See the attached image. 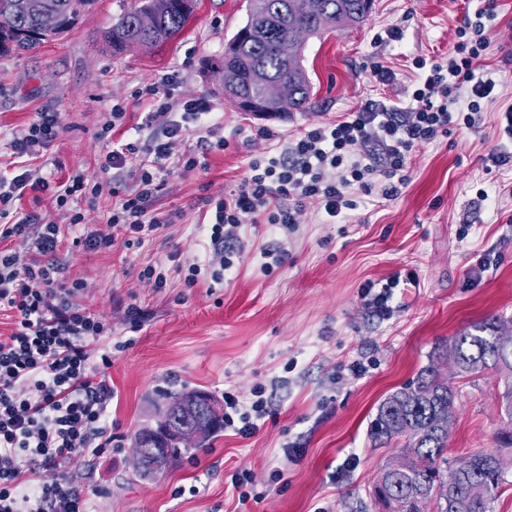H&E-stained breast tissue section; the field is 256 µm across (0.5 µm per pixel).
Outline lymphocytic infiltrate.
<instances>
[{
  "label": "lymphocytic infiltrate",
  "instance_id": "obj_1",
  "mask_svg": "<svg viewBox=\"0 0 512 512\" xmlns=\"http://www.w3.org/2000/svg\"><path fill=\"white\" fill-rule=\"evenodd\" d=\"M495 4L487 0L458 30L459 42L445 60H418L423 74L413 92V107L391 110L374 100L329 123L305 127L279 152L252 159L249 176L230 192L203 197L206 208L204 259L149 265L139 273L154 291L168 288L177 274L185 287L203 280L221 283L234 264L233 240L245 223L260 222L288 230L301 223L307 202H316L326 223L333 224L359 206V193L396 199L408 181L407 161L414 148L436 142L452 131L472 128L482 118L481 102L494 98L496 83L477 76L481 53L490 44ZM175 76L162 78L146 91L148 144L111 148L112 131L125 117L121 105L106 112L97 141L106 145L101 167L105 180L80 175L52 180L23 168L0 177V313H10L13 329L0 335V512H86L76 475L63 470L75 455H101L112 445L105 420L110 389L95 381L108 354L97 344L112 330L85 303L82 279H68L55 254L63 229L74 230L73 246L92 250L142 247L178 212H156L152 204L163 183L160 171L205 169L207 154L224 149V125L214 116L209 95L180 102L168 91ZM467 105L455 109L458 99ZM59 113H35L13 133L9 148L19 158L46 151L61 135ZM196 142L186 145L188 135ZM379 150L382 162L371 152ZM50 195L55 216L19 212L26 193ZM114 203L104 228L78 233L83 204L102 195ZM28 245L19 253L17 244ZM224 425L247 437L267 413L263 399L240 400L224 394Z\"/></svg>",
  "mask_w": 512,
  "mask_h": 512
}]
</instances>
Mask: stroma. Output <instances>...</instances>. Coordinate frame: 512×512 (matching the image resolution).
I'll list each match as a JSON object with an SVG mask.
<instances>
[{
  "label": "stroma",
  "instance_id": "stroma-1",
  "mask_svg": "<svg viewBox=\"0 0 512 512\" xmlns=\"http://www.w3.org/2000/svg\"><path fill=\"white\" fill-rule=\"evenodd\" d=\"M493 38L479 65L495 79L497 100L484 103L474 128L424 145L409 160V180L397 199L373 194L337 224L323 223L315 205L302 222L282 231L245 224L239 257L223 284L158 293L138 279L173 251L202 254L199 197L234 189L248 163L269 148L251 141L260 126L286 138L325 123L367 100L413 106L421 72L416 59L446 57L466 15L485 0H373L361 23L308 39L303 65L313 87L310 108L287 119L264 120L232 106L210 71L224 43L246 20V0H198L184 29L157 47L115 54L103 35L136 0H96L68 31L22 57H0V162L9 163L11 132L34 112H58L64 131L40 158L44 171L103 179L95 133L105 106L122 103L125 119L112 139L135 140L145 121V87L177 73L174 99L210 95L224 122L227 148L213 151L205 170L159 174L157 211L182 210L179 223L159 230L135 250L77 248L65 254L67 275L85 279L87 303L112 323L104 337L112 365L106 418L116 438L99 456H76L65 471L78 475L88 512H380L372 486L399 452L372 440L380 403L436 365L455 387L448 426V458L500 452L508 428L501 410L503 377L488 369L459 376L439 349L474 322L498 319L512 328V167L487 169V158L512 151L491 118L512 101V0H496ZM401 38L387 40L389 28ZM390 71L379 83L374 67ZM283 243L285 256L262 271L265 247ZM390 319L380 320L362 296L366 283L392 277ZM140 306L138 325L124 317ZM366 372L355 376L353 362ZM263 387L270 411L255 435L231 430L206 448L150 478L135 468L133 441L153 424L157 393L199 388L250 397ZM250 470L237 491L231 476ZM280 471L272 481V471Z\"/></svg>",
  "mask_w": 512,
  "mask_h": 512
}]
</instances>
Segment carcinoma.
Masks as SVG:
<instances>
[{
	"mask_svg": "<svg viewBox=\"0 0 512 512\" xmlns=\"http://www.w3.org/2000/svg\"><path fill=\"white\" fill-rule=\"evenodd\" d=\"M94 0H0V54L23 55L37 51L51 37L69 28ZM371 0H249L246 23L224 46L220 66L238 76L237 84L224 82L217 70L225 97L237 104L240 97L263 101L268 82L288 84L293 92L292 112L309 108L313 88L302 64L308 38L325 30H339L361 21ZM196 0H139L121 14L106 33L114 53L151 47L176 36L191 19ZM52 12L59 25L42 27L41 17ZM153 19L150 28L141 17ZM292 39L295 55L280 54L282 42ZM497 321L484 320L452 337L448 357L457 373L473 376L486 369L508 374L502 406L512 417V345L499 338ZM455 389L432 366L421 370L417 380L391 394L378 408L371 435L389 444L402 440L399 469L390 476L383 493H373L388 512H425L434 500L438 512H492V504L504 475L496 467L497 455L475 453L448 465L447 417L454 412ZM167 465L177 464L187 448L176 437L164 442Z\"/></svg>",
	"mask_w": 512,
	"mask_h": 512,
	"instance_id": "cac0c4a2",
	"label": "carcinoma"
}]
</instances>
